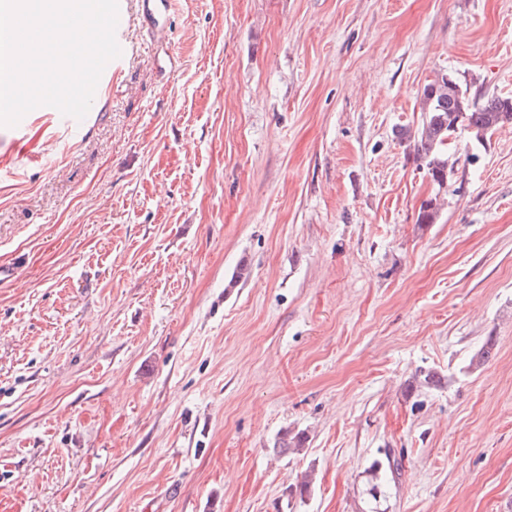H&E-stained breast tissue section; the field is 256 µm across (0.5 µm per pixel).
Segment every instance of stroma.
Wrapping results in <instances>:
<instances>
[{"mask_svg": "<svg viewBox=\"0 0 512 512\" xmlns=\"http://www.w3.org/2000/svg\"><path fill=\"white\" fill-rule=\"evenodd\" d=\"M119 10L80 133L0 127V512H512V125L443 189L408 137L512 95V0ZM385 461H376L370 467L372 480L380 479L379 474L382 473L385 478L396 484V478L401 469L400 459L397 458L394 450L388 448L385 451ZM390 475V478L388 477Z\"/></svg>", "mask_w": 512, "mask_h": 512, "instance_id": "35a3bbf8", "label": "stroma"}]
</instances>
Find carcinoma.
I'll list each match as a JSON object with an SVG mask.
<instances>
[{
	"instance_id": "carcinoma-1",
	"label": "carcinoma",
	"mask_w": 512,
	"mask_h": 512,
	"mask_svg": "<svg viewBox=\"0 0 512 512\" xmlns=\"http://www.w3.org/2000/svg\"><path fill=\"white\" fill-rule=\"evenodd\" d=\"M420 112L424 114L422 125L413 135L415 151L425 163V169L438 188L448 183V174L453 171L449 153L451 136L461 127L468 130L479 143L492 136L501 126L512 123V102L507 104L493 97L479 104L468 97L451 79H434L427 83L420 95ZM306 438L301 432L284 430L275 442V447L286 452L298 453L305 448ZM401 469L400 459L394 450L385 451V461H376L370 467L371 477L379 479L383 474L396 481ZM313 478L304 473L291 487V495L305 500L311 492Z\"/></svg>"
}]
</instances>
